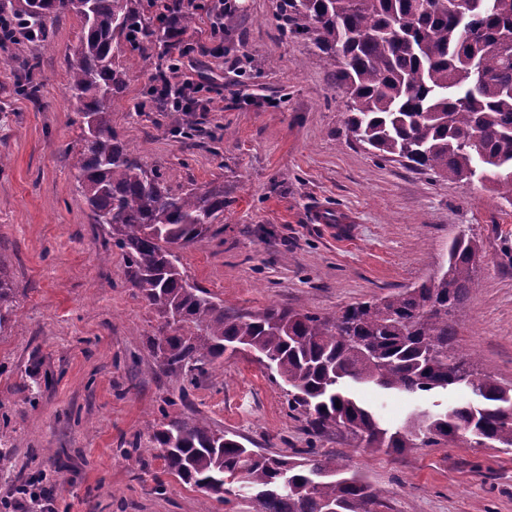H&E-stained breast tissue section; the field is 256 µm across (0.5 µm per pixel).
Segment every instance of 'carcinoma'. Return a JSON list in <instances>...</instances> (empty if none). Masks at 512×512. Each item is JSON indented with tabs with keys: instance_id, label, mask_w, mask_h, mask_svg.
<instances>
[{
	"instance_id": "cac0c4a2",
	"label": "carcinoma",
	"mask_w": 512,
	"mask_h": 512,
	"mask_svg": "<svg viewBox=\"0 0 512 512\" xmlns=\"http://www.w3.org/2000/svg\"><path fill=\"white\" fill-rule=\"evenodd\" d=\"M282 30L317 49L344 94L347 130L375 155L413 169L477 178L512 207V0H470L458 19L448 0H280ZM79 18L67 91L84 126L76 180L94 221L108 227L133 284L174 334L150 347L158 370L180 382L217 368L225 353L249 351L288 386V408L321 435L345 428L372 452L402 453L460 432L512 447V387L449 355L456 319L479 254L464 235L448 245L439 276L327 316L284 307L232 309L180 270L179 251L224 223V184L174 191L112 130L129 67L121 58L182 42L197 9L185 0H15L12 18L31 38H48L62 14ZM407 17L405 28L392 27ZM479 134L478 144L470 142ZM15 288L0 257V331ZM424 394L464 385L467 402L390 430L348 385ZM151 457L184 484L222 501L235 493L253 512H385L388 504L348 465L311 453H261L204 418L164 416Z\"/></svg>"
}]
</instances>
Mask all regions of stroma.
Here are the masks:
<instances>
[{
    "label": "stroma",
    "instance_id": "obj_1",
    "mask_svg": "<svg viewBox=\"0 0 512 512\" xmlns=\"http://www.w3.org/2000/svg\"><path fill=\"white\" fill-rule=\"evenodd\" d=\"M204 5L184 37L194 50L182 70L206 76L223 110H207V91L193 113L158 108L147 95L154 53L112 109L117 136L173 187L224 185L223 224L180 252L189 282L230 308L326 315L429 281L464 234L481 261L453 347L478 374L512 386V207L479 183L411 170L350 137L331 71L282 33L279 0H236L238 23L218 55L219 3ZM80 27L64 14L47 41L0 45V256L17 297L0 332V512H13L14 488L35 476L53 488V508L37 501L28 512H250L237 496L220 502L182 484L161 461L142 464L167 413L209 418L268 453L336 456L390 512H512V450L461 435L361 452L346 431L310 435L250 356L225 359L184 396L156 370L149 339L162 322L76 181L81 122L66 84ZM29 80L37 97L23 90ZM321 206L356 214L347 238L313 222ZM356 395L392 428L432 403L371 386Z\"/></svg>",
    "mask_w": 512,
    "mask_h": 512
}]
</instances>
